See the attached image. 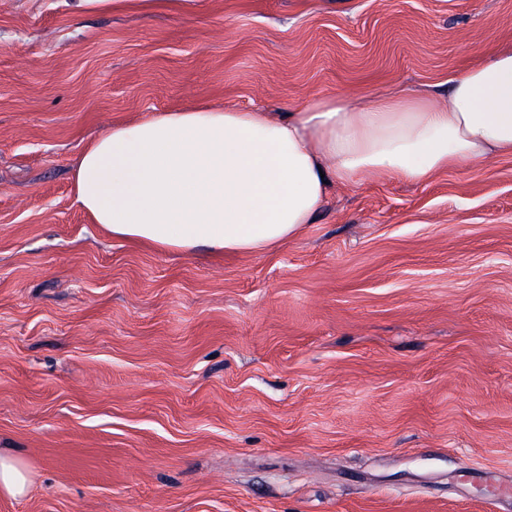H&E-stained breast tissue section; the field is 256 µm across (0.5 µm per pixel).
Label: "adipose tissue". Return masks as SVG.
I'll use <instances>...</instances> for the list:
<instances>
[{
    "instance_id": "ef3b65f1",
    "label": "adipose tissue",
    "mask_w": 512,
    "mask_h": 512,
    "mask_svg": "<svg viewBox=\"0 0 512 512\" xmlns=\"http://www.w3.org/2000/svg\"><path fill=\"white\" fill-rule=\"evenodd\" d=\"M512 155V46L429 93L316 97L273 116L204 105L114 126L83 151L76 200L112 236L257 253L313 223L336 185L419 183Z\"/></svg>"
}]
</instances>
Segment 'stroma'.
<instances>
[{
  "mask_svg": "<svg viewBox=\"0 0 512 512\" xmlns=\"http://www.w3.org/2000/svg\"><path fill=\"white\" fill-rule=\"evenodd\" d=\"M512 0H0V512H512V156L254 254L112 236L85 147L196 102L445 91ZM31 480L26 465L18 458L0 453V494L24 498L30 490Z\"/></svg>",
  "mask_w": 512,
  "mask_h": 512,
  "instance_id": "1",
  "label": "stroma"
}]
</instances>
